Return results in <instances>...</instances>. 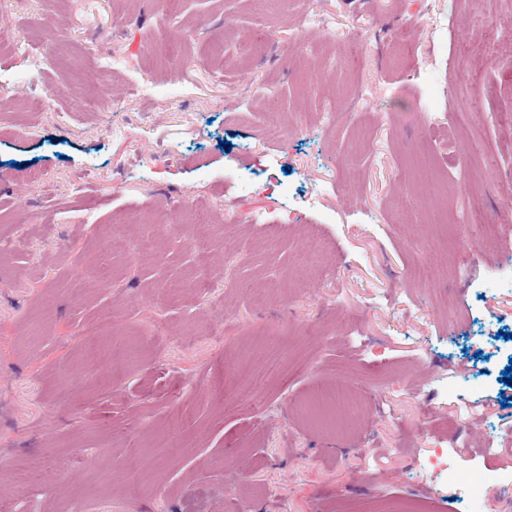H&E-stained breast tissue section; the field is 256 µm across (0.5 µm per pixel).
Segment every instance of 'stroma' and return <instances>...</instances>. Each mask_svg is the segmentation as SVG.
<instances>
[{
  "label": "stroma",
  "instance_id": "obj_1",
  "mask_svg": "<svg viewBox=\"0 0 512 512\" xmlns=\"http://www.w3.org/2000/svg\"><path fill=\"white\" fill-rule=\"evenodd\" d=\"M509 181L512 0H13L0 499L512 512ZM91 337L133 346L122 373ZM433 449L472 496L419 466ZM86 353L88 364H96L107 359L113 365L124 367L128 361V355L125 350L112 347V351L106 353L103 352L96 341L87 344Z\"/></svg>",
  "mask_w": 512,
  "mask_h": 512
}]
</instances>
